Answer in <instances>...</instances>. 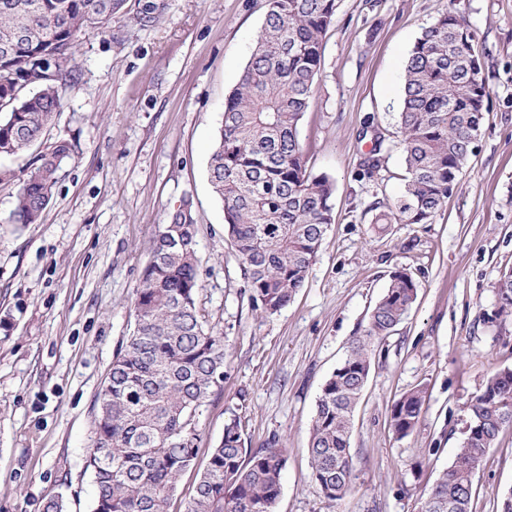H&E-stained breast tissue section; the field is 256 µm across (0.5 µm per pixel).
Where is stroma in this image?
Wrapping results in <instances>:
<instances>
[{
    "mask_svg": "<svg viewBox=\"0 0 512 512\" xmlns=\"http://www.w3.org/2000/svg\"><path fill=\"white\" fill-rule=\"evenodd\" d=\"M469 22L489 90L481 132L453 195L428 224H380L407 176L395 115L403 70L423 29L448 7ZM267 0H167L159 24L130 16L79 37V82L44 142L74 143L39 221L14 224L33 154L0 158V512H91L84 471L94 404L134 322L132 300L159 225L191 201L200 289L224 331V388L200 418L199 460L240 415L245 445L280 437L287 463L275 512H420L457 453L466 401L491 371L512 369V320L488 323L495 283L512 269V0H339L322 69L300 125L307 165L335 184V222L303 288L274 315L256 311L224 234L207 162L224 103L251 56ZM386 135L366 175V128ZM417 299L374 347L354 414V491L324 498L311 477L309 427L323 382L363 334L393 271ZM425 395L416 429L390 423L406 391ZM512 490V430L482 460L474 512H499Z\"/></svg>",
    "mask_w": 512,
    "mask_h": 512,
    "instance_id": "35a3bbf8",
    "label": "stroma"
}]
</instances>
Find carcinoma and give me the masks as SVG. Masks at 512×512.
<instances>
[{
  "label": "carcinoma",
  "mask_w": 512,
  "mask_h": 512,
  "mask_svg": "<svg viewBox=\"0 0 512 512\" xmlns=\"http://www.w3.org/2000/svg\"><path fill=\"white\" fill-rule=\"evenodd\" d=\"M338 0H268L262 30L229 94L208 175L224 206V233L237 254L255 309L273 315L303 288L334 221L332 179L308 171L299 128L321 75L323 39ZM165 8L153 0H0V157L34 146L75 85L78 37L103 32L118 15L153 27ZM489 90L466 19L449 10L426 27L404 68L397 128L408 173L404 193L378 219L427 224L459 183L481 127ZM364 161L382 167L376 132ZM74 151L62 139L21 179L13 224L36 223L52 198L57 172ZM191 202L158 230L132 301L134 327L98 392L85 471L95 487L92 512H167L182 475L198 480L185 512H274L286 449L272 438L247 448L241 417L231 413L205 464L198 457L199 417L224 387V332L197 306L199 258ZM418 285L395 271L356 337L325 380L309 428L312 478L334 502L352 492L353 415L372 366L375 342L391 335L411 309ZM494 323L512 317V269L495 283ZM424 407L421 389L392 405L403 438ZM469 420L451 464L421 512H472L473 477L500 435L512 428V369L495 370L466 403Z\"/></svg>",
  "instance_id": "obj_1"
}]
</instances>
